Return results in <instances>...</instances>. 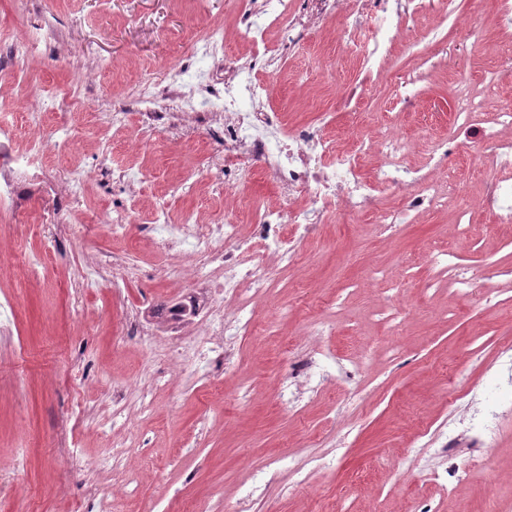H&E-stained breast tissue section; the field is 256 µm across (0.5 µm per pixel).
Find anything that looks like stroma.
I'll list each match as a JSON object with an SVG mask.
<instances>
[{"mask_svg": "<svg viewBox=\"0 0 512 512\" xmlns=\"http://www.w3.org/2000/svg\"><path fill=\"white\" fill-rule=\"evenodd\" d=\"M49 7L63 47L20 68L0 62L5 121L17 110L11 90L20 79L51 87L62 105L73 82L93 68L97 76L84 92L92 103L119 98L156 66L185 60L194 33L214 24L225 29L229 55L248 52L237 33V0H51ZM335 26L324 18L303 31L301 51L282 62L268 109L292 124L328 113V133L343 149L355 135L394 125L413 142L407 161L417 166L427 162L434 140L454 131L457 85L449 58L468 57L465 80L476 93L502 63L505 39L493 28L473 51L448 44L421 70L414 60L427 47L407 40L359 104L347 107L326 84L324 63L332 57L341 83L357 76L356 61L336 52ZM400 76L412 81L405 100L393 89ZM73 123L75 147L50 169L57 182L72 166L134 164L131 130L109 135L82 114ZM215 155L212 146L195 151L170 139L156 142L136 185L139 210L121 235L98 223L113 200L128 196L108 178L78 198L38 201V208L68 211L72 228L64 234L34 235L0 213V237L13 252L44 260L34 280L0 269V295L13 305L12 333L0 338V512H73L93 492L112 494L114 512H512V419L500 427L490 458L477 448L457 457L471 472L459 489L448 486L442 453L449 430L467 427L478 400L502 395L499 355L512 347V224L495 223L479 206L494 172L491 159L461 139L445 161L461 196L409 223L381 232L369 219L344 216L320 225L300 245L306 263L285 270L277 287L255 300L264 331L235 343V376L216 366L204 383L165 355L160 312L189 286L153 278L168 256L152 239L149 219L169 182L190 171L209 176ZM465 205L470 225L460 235L453 215ZM437 250L480 272L469 299L456 301L450 280L430 265ZM109 253L140 268L139 278L117 292L108 286L83 295L75 306L87 259ZM403 281L408 313L394 320L386 300ZM131 311L150 324L153 342L124 335ZM316 320L331 327L316 350L319 371L336 380L324 391L314 381L290 382L289 353L314 350L307 331ZM164 368L173 384L154 387L153 373ZM452 384L462 392L453 403ZM116 385L129 404L124 428L112 423ZM146 389L156 410L141 415ZM290 396L302 411L287 404ZM127 439L136 445L127 467L141 480L130 495L114 490L108 455L111 441ZM417 458L436 479L419 475ZM295 466L304 482L292 476Z\"/></svg>", "mask_w": 512, "mask_h": 512, "instance_id": "1", "label": "stroma"}]
</instances>
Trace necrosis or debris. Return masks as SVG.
I'll list each match as a JSON object with an SVG mask.
<instances>
[{
	"mask_svg": "<svg viewBox=\"0 0 512 512\" xmlns=\"http://www.w3.org/2000/svg\"><path fill=\"white\" fill-rule=\"evenodd\" d=\"M457 19L455 34L463 43L478 45L486 32L483 21L462 16L459 0H245L240 13L241 34L250 52L239 58L224 54V28L214 25L196 37L185 62L159 68L138 79L126 98L95 106L96 118L113 129L126 128L138 116L136 144L148 148L157 135L182 137L203 131L206 145L219 148L215 171L205 183L215 196L229 198L259 177L271 181L281 195L278 205H256L249 228H242L232 208L199 216L174 218L162 207L152 211L154 238L181 259L161 267L165 282L205 280L206 293H187L172 306L166 323L171 331L170 358L191 363L233 366L226 345L253 333L251 298L275 287L281 270L302 262L299 241L343 214H375L378 227L401 223L404 213L430 212L458 195L441 165L457 147L455 140H436L434 165L422 173L410 168L406 157L411 142L394 127H385L373 142L356 140L339 150L325 134L326 117L295 126L281 113L265 109L273 92L271 76L279 74L286 51L299 41V30L313 24L316 14L336 20V41L370 81L380 63L403 41L425 12ZM277 30V46H270L269 30ZM57 29L33 17L20 38L0 40L15 64L50 50ZM264 78H257V71ZM21 103L38 100V113H26L27 145L15 146L18 129L0 123V211L18 213V202L37 181L50 156L70 148L65 122L49 124L52 96L28 87L18 90ZM480 100L460 85L455 124L490 153L496 173L480 202L495 223L512 224V110L481 119ZM377 150L384 158L372 174H365L361 157ZM392 192L402 200L398 209L377 206L380 194ZM208 339L197 345L181 335L182 325L196 313Z\"/></svg>",
	"mask_w": 512,
	"mask_h": 512,
	"instance_id": "obj_1",
	"label": "necrosis or debris"
}]
</instances>
